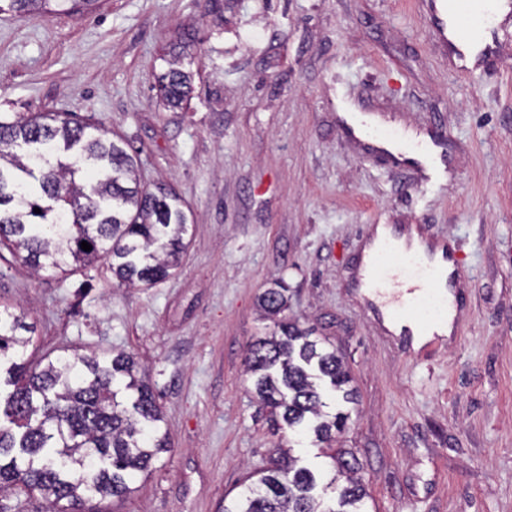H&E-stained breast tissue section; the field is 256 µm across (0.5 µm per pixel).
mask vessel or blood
<instances>
[{
	"mask_svg": "<svg viewBox=\"0 0 512 512\" xmlns=\"http://www.w3.org/2000/svg\"><path fill=\"white\" fill-rule=\"evenodd\" d=\"M437 37L448 54L453 68L461 70L486 69L498 62L499 51L491 39L497 31V21L512 20V0H423ZM342 126L355 133L368 152H376L379 144H394L395 162L410 165L422 173L424 182L439 183L447 171L443 165L446 151L441 143H410L400 135L375 125L371 114L346 112L340 117ZM391 265L372 259L359 265V286L386 290L387 306L393 319L411 318L420 327L432 325L433 319L421 314V304L444 305L445 299L436 288L440 268L431 257L411 251H390ZM412 272L416 280L406 290H399V276Z\"/></svg>",
	"mask_w": 512,
	"mask_h": 512,
	"instance_id": "1",
	"label": "vessel or blood"
}]
</instances>
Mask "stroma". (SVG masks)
<instances>
[{"label": "stroma", "mask_w": 512, "mask_h": 512, "mask_svg": "<svg viewBox=\"0 0 512 512\" xmlns=\"http://www.w3.org/2000/svg\"><path fill=\"white\" fill-rule=\"evenodd\" d=\"M195 38L184 108L157 95ZM502 63L449 71L419 0H101L88 13L0 12V115L64 112L125 141L142 184L172 188L189 231L151 287L107 263L33 271L0 246V306L32 362L134 356L171 443L111 512H220L281 440L250 392L257 296L344 355L369 512H512V23ZM448 139L444 185L392 169L337 127L340 104ZM375 224L448 236L469 276L451 338L394 335L351 282Z\"/></svg>", "instance_id": "1"}]
</instances>
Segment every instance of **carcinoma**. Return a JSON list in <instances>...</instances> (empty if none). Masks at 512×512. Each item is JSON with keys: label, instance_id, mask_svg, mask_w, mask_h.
I'll list each match as a JSON object with an SVG mask.
<instances>
[{"label": "carcinoma", "instance_id": "cac0c4a2", "mask_svg": "<svg viewBox=\"0 0 512 512\" xmlns=\"http://www.w3.org/2000/svg\"><path fill=\"white\" fill-rule=\"evenodd\" d=\"M0 11L82 13L98 0H4ZM190 36L170 48L158 96L170 108L191 99L190 73L180 68ZM136 160L118 141L60 114L0 119V245L25 252L35 269L68 260L110 262L124 283L153 286L179 264L187 216L162 185L151 191L135 175ZM40 212H34V209ZM92 249L85 251L81 242ZM276 330L248 346L246 370L273 425L294 436L314 435L334 476L318 493L317 471L274 449L271 465L224 512H367L366 485L354 453L337 448L349 413H330L327 397L353 402L351 377L336 350L283 316L281 288L258 298ZM20 316L0 312V359L11 360L0 398V493L21 484L39 492L48 512H77L85 496L122 500L169 448L164 416L134 359L76 355L43 367L24 359L30 343Z\"/></svg>", "mask_w": 512, "mask_h": 512}]
</instances>
